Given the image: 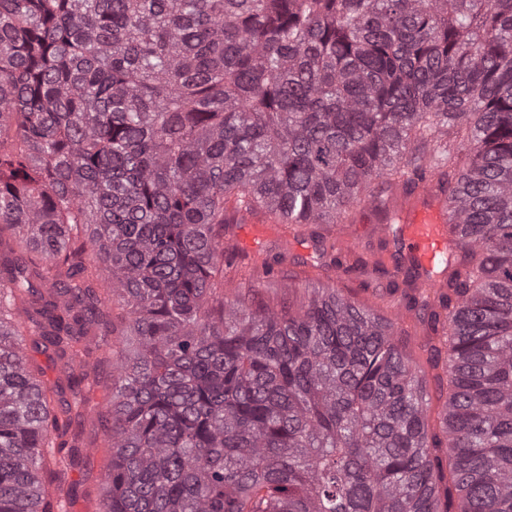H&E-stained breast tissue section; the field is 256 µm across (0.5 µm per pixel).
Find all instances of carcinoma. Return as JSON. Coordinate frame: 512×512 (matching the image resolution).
<instances>
[{
  "mask_svg": "<svg viewBox=\"0 0 512 512\" xmlns=\"http://www.w3.org/2000/svg\"><path fill=\"white\" fill-rule=\"evenodd\" d=\"M432 175L461 235L402 299L437 413L334 288L212 305L228 212L395 237ZM3 250L0 512L74 494L63 391L117 332L99 512H512V0H0Z\"/></svg>",
  "mask_w": 512,
  "mask_h": 512,
  "instance_id": "1",
  "label": "carcinoma"
}]
</instances>
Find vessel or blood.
<instances>
[{"instance_id":"vessel-or-blood-1","label":"vessel or blood","mask_w":512,"mask_h":512,"mask_svg":"<svg viewBox=\"0 0 512 512\" xmlns=\"http://www.w3.org/2000/svg\"><path fill=\"white\" fill-rule=\"evenodd\" d=\"M399 221L405 252L420 272L419 286L438 287L440 276L435 271L436 259L453 245L442 202L431 193H418L412 208L400 215Z\"/></svg>"}]
</instances>
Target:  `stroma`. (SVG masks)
<instances>
[{
	"instance_id": "obj_1",
	"label": "stroma",
	"mask_w": 512,
	"mask_h": 512,
	"mask_svg": "<svg viewBox=\"0 0 512 512\" xmlns=\"http://www.w3.org/2000/svg\"><path fill=\"white\" fill-rule=\"evenodd\" d=\"M376 213L365 206L353 208L342 223L289 226L274 223L264 211L251 212L248 222L233 225L232 238L257 234L255 247L238 251L236 265L224 272L225 299L249 296L254 306L297 311L308 286L339 289L357 305L382 316L393 317L397 306L385 293L388 276L375 272L372 260L389 259L383 249L384 236ZM353 241L356 254L368 260V267L351 272L336 265L332 255L321 253L316 233ZM273 261L272 273H265L264 261ZM108 451L88 452L71 468L67 479L76 486L68 502L69 512H97L101 499L99 476L109 464Z\"/></svg>"
}]
</instances>
